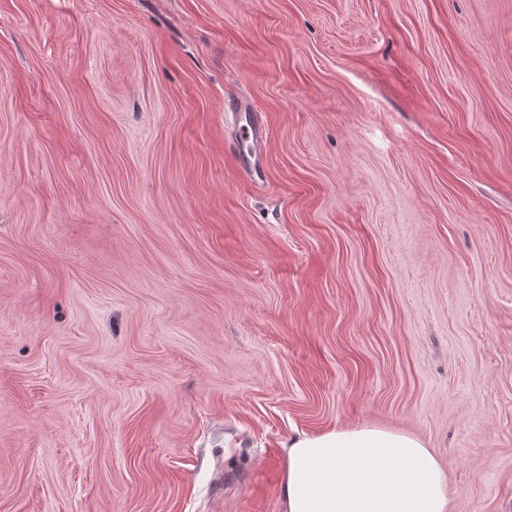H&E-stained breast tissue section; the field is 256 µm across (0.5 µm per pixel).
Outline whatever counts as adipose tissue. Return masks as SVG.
<instances>
[{
  "mask_svg": "<svg viewBox=\"0 0 512 512\" xmlns=\"http://www.w3.org/2000/svg\"><path fill=\"white\" fill-rule=\"evenodd\" d=\"M286 457L284 512H448L443 470L418 437L330 431L295 439Z\"/></svg>",
  "mask_w": 512,
  "mask_h": 512,
  "instance_id": "obj_1",
  "label": "adipose tissue"
}]
</instances>
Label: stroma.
Returning a JSON list of instances; mask_svg holds the SVG:
<instances>
[{
    "label": "stroma",
    "instance_id": "35a3bbf8",
    "mask_svg": "<svg viewBox=\"0 0 512 512\" xmlns=\"http://www.w3.org/2000/svg\"><path fill=\"white\" fill-rule=\"evenodd\" d=\"M364 425L512 512V0H0V512H283ZM246 111L241 103L228 104L226 112H238V126L233 142V150L237 165L246 179L251 183H264L263 154L266 147V127L264 122L254 113L245 117L240 114Z\"/></svg>",
    "mask_w": 512,
    "mask_h": 512
}]
</instances>
